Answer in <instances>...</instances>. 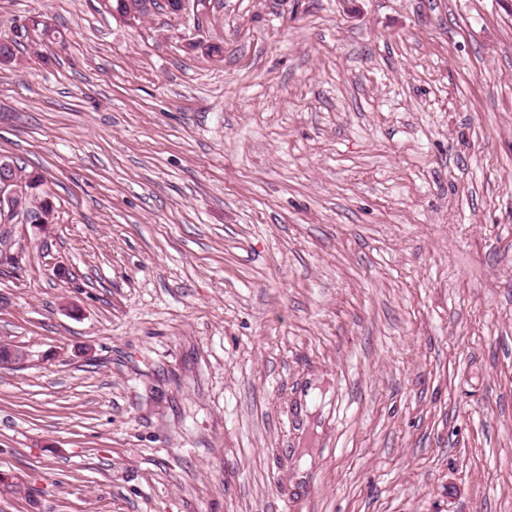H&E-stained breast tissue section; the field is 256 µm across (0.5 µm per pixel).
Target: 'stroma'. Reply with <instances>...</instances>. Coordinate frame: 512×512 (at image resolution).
Instances as JSON below:
<instances>
[{
  "label": "stroma",
  "mask_w": 512,
  "mask_h": 512,
  "mask_svg": "<svg viewBox=\"0 0 512 512\" xmlns=\"http://www.w3.org/2000/svg\"><path fill=\"white\" fill-rule=\"evenodd\" d=\"M0 32V512H512V0ZM6 158L15 163L16 168L19 172L23 173L22 167L18 166L17 162L14 161L11 157L4 155ZM7 160H0V212L1 214L4 212L5 216H7V211L5 208L7 207L9 212L18 211V206L16 205V201L20 199V196L26 189L29 191L28 194L24 197L22 204L20 205V211L23 212V217L26 220L27 215H31V213H39L44 212L46 219L49 221V224L53 219V208H46L43 205H37L42 200H46L51 205L50 202L45 198L49 197V193L43 189L42 187L45 185L44 177L35 172L24 173L26 175L34 176L31 180V184L26 185L25 183L20 182L16 177V169L14 164ZM11 173L13 174H10ZM49 224H33L39 228H46Z\"/></svg>",
  "instance_id": "35a3bbf8"
}]
</instances>
